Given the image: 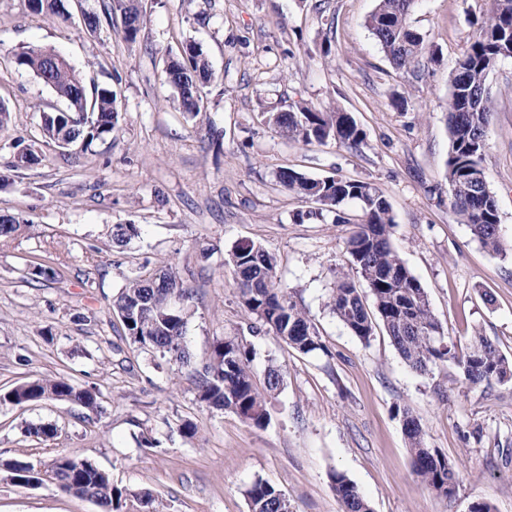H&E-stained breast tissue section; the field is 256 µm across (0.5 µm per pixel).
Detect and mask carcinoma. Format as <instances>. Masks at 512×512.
Returning a JSON list of instances; mask_svg holds the SVG:
<instances>
[{"instance_id": "1", "label": "carcinoma", "mask_w": 512, "mask_h": 512, "mask_svg": "<svg viewBox=\"0 0 512 512\" xmlns=\"http://www.w3.org/2000/svg\"><path fill=\"white\" fill-rule=\"evenodd\" d=\"M416 0H378L367 26L382 51L398 69L411 66L423 53V39L410 22ZM36 13L56 14L65 20L72 14L62 0H27ZM121 19L124 39L136 41L142 23L139 0H107L101 12H81V24L92 35L105 24ZM512 52V0H493L490 16L483 20L477 38L458 61L450 79L447 161L448 206L470 227L474 238L494 252L503 250L499 235V213L491 193L483 162L488 146L491 109L486 78L499 58ZM16 64L49 87L66 108L41 113V128L50 141L81 144L88 149L104 142L116 131L120 113L117 93L110 86L87 89L79 73L59 52L41 46H26L15 54ZM168 81L175 89L180 107L192 114L206 109L201 89L214 79L202 49L188 43L181 58L167 63ZM278 132L305 145H325L331 141L353 148L363 140V132L352 116L334 110L298 106L268 117ZM278 183L299 196L320 197L319 207L305 214L321 220L324 213L336 214L348 200L360 202L364 220L348 240V252L356 272L365 281L373 301L368 309L365 296L344 277L333 290L328 306L333 315L360 341L367 343L378 327H383L406 365L424 373L438 359H446L461 371L471 386L489 387L512 377V366L494 342L484 336L464 352L443 344L441 323L433 314L428 295L394 251L390 236L394 226L390 205L375 185L359 181L311 178L293 169L279 171ZM29 220L16 215L0 216V240H11ZM141 234L136 224H115L112 242L123 246ZM241 304L266 332L282 339L295 350L308 354L321 348L317 331L307 313L287 296L276 274V260L264 248L246 242L237 245L230 257ZM190 291L171 270L158 277L140 271L125 277V285L113 301L130 342L158 352L183 367L192 365L186 340ZM253 345L239 336H226L213 344L209 362L195 372L196 399L210 408L230 410L257 429L267 425L266 399L280 389L282 377L273 365L267 367L263 386H258L251 369ZM43 400L70 401L88 409L97 405L93 388L76 385L70 378H37L0 394V403L25 405ZM404 432L411 446L414 472L438 495L455 492L456 469L452 462L425 444L417 418L402 410ZM5 470L12 476L41 484L48 476L63 493L93 501L101 512H123V491L89 459L56 457L42 472L24 461H8ZM342 512H371L356 484L344 473L330 474ZM250 512H291L281 491L258 480L247 490Z\"/></svg>"}]
</instances>
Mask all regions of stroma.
<instances>
[{
  "mask_svg": "<svg viewBox=\"0 0 512 512\" xmlns=\"http://www.w3.org/2000/svg\"><path fill=\"white\" fill-rule=\"evenodd\" d=\"M377 0H141L136 43L121 25L98 36L81 10L102 0H68L70 20L32 12L26 0H0V103L11 113L0 135V170L23 139L39 164L13 171L0 188V214L29 219L0 243V390L35 377L64 375L95 388L89 411L45 400L0 405V465L46 469L56 455L94 461L126 490L125 512H143L152 491L164 512H249L246 489L263 480L292 512H341L329 474L352 480L373 512H469L476 501L512 512V380L468 386L445 360L412 371L385 330L361 342L331 313L337 281L356 272L347 250L358 202L306 219L314 200L284 190L289 168L311 177L374 183L394 218L391 243L425 288L444 339L467 349L493 340L512 360V57L499 59L486 85L492 119L485 155L497 202L502 252L485 249L448 209V97L457 60L478 35L492 0H417L411 15L424 51L396 69L367 27ZM200 46L215 80L198 115L172 101L163 59ZM41 45L62 53L86 85H111L120 128L84 151L57 147L40 114L62 102L15 54ZM350 113L364 137L357 148L303 145L270 125L266 111L297 103ZM115 224L142 232L124 247ZM277 260V277L314 323L321 349L301 354L270 333L252 334L228 263L241 243ZM54 266L52 281L29 267ZM171 266L190 288L187 344L196 364L216 340L254 345L263 379L278 366L281 389L269 422L257 429L229 410L200 404L188 370L138 349L112 309L130 270ZM409 409L428 447L459 473L444 498L415 474L400 409ZM195 425L185 434L184 422ZM52 423L54 440L26 434ZM148 434L156 447L139 446ZM0 512H101L51 482L12 483L0 468Z\"/></svg>",
  "mask_w": 512,
  "mask_h": 512,
  "instance_id": "stroma-1",
  "label": "stroma"
}]
</instances>
